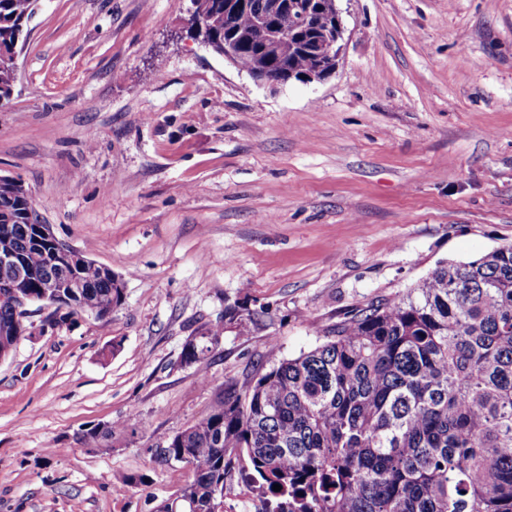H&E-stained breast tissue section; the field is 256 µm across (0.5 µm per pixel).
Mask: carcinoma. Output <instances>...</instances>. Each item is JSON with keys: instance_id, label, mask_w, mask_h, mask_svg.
<instances>
[{"instance_id": "1", "label": "carcinoma", "mask_w": 512, "mask_h": 512, "mask_svg": "<svg viewBox=\"0 0 512 512\" xmlns=\"http://www.w3.org/2000/svg\"><path fill=\"white\" fill-rule=\"evenodd\" d=\"M241 0H191L218 54L232 41L238 67L308 71L331 23H298L300 9ZM37 0H0V100L11 96L13 52ZM22 182L0 179V255L32 267L53 245L35 241V209ZM82 287L67 315L98 319L123 288L93 261L69 270ZM224 326L189 337V364L215 349ZM27 338L0 299V348ZM326 341L258 371L189 428L169 438L164 459L191 479L155 512H215L228 475L264 506L256 512H512V244L468 262H446L403 294L350 312ZM136 414L87 430L104 447ZM281 490H273V485Z\"/></svg>"}]
</instances>
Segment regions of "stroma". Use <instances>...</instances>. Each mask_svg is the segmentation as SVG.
Here are the masks:
<instances>
[{
	"mask_svg": "<svg viewBox=\"0 0 512 512\" xmlns=\"http://www.w3.org/2000/svg\"><path fill=\"white\" fill-rule=\"evenodd\" d=\"M189 6L38 0L28 25L0 173L123 301L36 312L47 331L0 361V512H154L190 476L160 448L228 385L512 243V0H336L334 72L276 88L206 48ZM230 308L248 335L185 363ZM224 326L221 324L211 325L198 332V336H190L182 351L183 360L186 363H201L207 359L215 349L219 336L223 334ZM136 417V413H131L127 418L114 421L109 426L89 429L83 434L82 440L89 448H102L112 433L124 430Z\"/></svg>",
	"mask_w": 512,
	"mask_h": 512,
	"instance_id": "stroma-1",
	"label": "stroma"
}]
</instances>
